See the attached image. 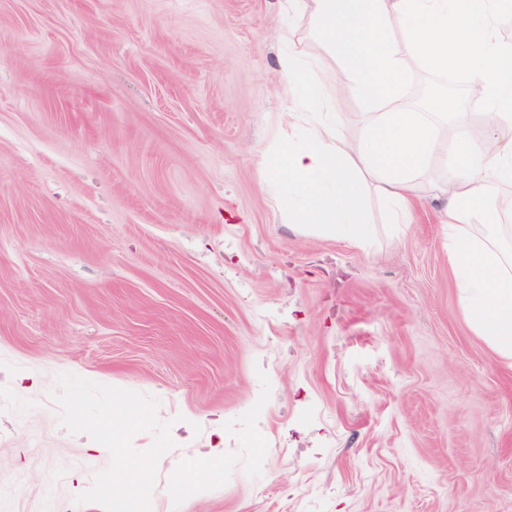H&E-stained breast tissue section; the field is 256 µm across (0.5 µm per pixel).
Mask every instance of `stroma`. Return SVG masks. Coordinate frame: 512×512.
<instances>
[{"instance_id": "35a3bbf8", "label": "stroma", "mask_w": 512, "mask_h": 512, "mask_svg": "<svg viewBox=\"0 0 512 512\" xmlns=\"http://www.w3.org/2000/svg\"><path fill=\"white\" fill-rule=\"evenodd\" d=\"M289 22L356 140L370 105L288 0H0V512H512V364L460 312L447 170L404 228L363 185L359 242L258 188ZM207 474L211 478L218 477L223 472V458L219 451L200 455L190 464L180 466L181 480L184 481L191 473Z\"/></svg>"}]
</instances>
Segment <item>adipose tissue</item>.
I'll use <instances>...</instances> for the list:
<instances>
[{"instance_id": "1", "label": "adipose tissue", "mask_w": 512, "mask_h": 512, "mask_svg": "<svg viewBox=\"0 0 512 512\" xmlns=\"http://www.w3.org/2000/svg\"><path fill=\"white\" fill-rule=\"evenodd\" d=\"M289 7L311 13L327 30L376 109L367 113L360 138L349 142L312 101L302 100L284 114L286 132L269 147L277 163L260 168V186L277 184L316 233L358 241L368 232L359 179L370 180L388 203L391 222L405 225L417 177L431 162L445 165L449 175L437 190L447 200L448 262L461 313L475 335L512 361V251L495 232L512 214V196L485 204L489 184L512 183V122L490 114L476 130L458 121L446 148L431 113L403 109L404 47L386 30L398 17L395 0H289ZM279 39L287 47L278 59L280 87L304 83L317 61L298 49L295 25L281 26ZM479 217L485 229L477 228Z\"/></svg>"}]
</instances>
